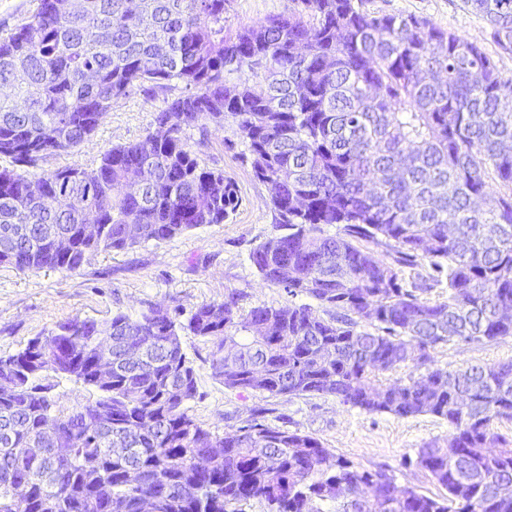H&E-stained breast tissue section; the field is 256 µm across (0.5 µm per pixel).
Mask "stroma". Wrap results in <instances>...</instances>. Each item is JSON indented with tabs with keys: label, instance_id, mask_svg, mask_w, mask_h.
Instances as JSON below:
<instances>
[{
	"label": "stroma",
	"instance_id": "1",
	"mask_svg": "<svg viewBox=\"0 0 512 512\" xmlns=\"http://www.w3.org/2000/svg\"><path fill=\"white\" fill-rule=\"evenodd\" d=\"M290 0H231L226 24L249 27L286 13ZM373 12L385 11L427 18L437 28L476 43L492 56L504 77L512 78V54L500 51L480 14L463 0H366ZM161 96L134 89L116 99L95 133L78 149L42 161V169L87 168L116 145L143 139L151 130ZM199 163L223 171L237 186L238 209L221 224H206L170 241L143 243L123 251L90 255L73 272H22L0 265V356L14 354L57 323L78 316L105 321L123 313L138 318L149 306L167 308L186 321L201 304L220 302L225 292L240 295V311L258 304H305L283 287L264 282L249 262V253L269 238L282 235L265 184L258 181L245 156L240 133L232 121L191 126L185 131ZM310 303V302H309ZM183 350L195 370L197 395L191 415L216 433H232L253 419L320 439L326 447L356 465L387 469L397 485L429 496L445 490L416 463L425 443L447 440V421L430 414L396 417L367 414L332 396H272L225 388L212 374L214 343L185 332ZM436 367L448 370L512 361V336L494 341L453 339L432 352Z\"/></svg>",
	"mask_w": 512,
	"mask_h": 512
}]
</instances>
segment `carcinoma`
I'll use <instances>...</instances> for the list:
<instances>
[{"label":"carcinoma","mask_w":512,"mask_h":512,"mask_svg":"<svg viewBox=\"0 0 512 512\" xmlns=\"http://www.w3.org/2000/svg\"><path fill=\"white\" fill-rule=\"evenodd\" d=\"M40 0L0 35V264L76 271L88 256L166 242L222 224L239 205L221 171L198 162L184 130L231 119L269 191L279 247L250 252L260 278L334 309L260 304L233 291L185 323L153 306L131 319L74 317L0 356V512H512V361L448 371L431 350L454 338L512 336V80L479 45L426 18L371 12L364 0H293L286 14L233 31L230 0ZM512 54V0H464ZM163 94L154 127L91 168L17 171L80 147L135 87ZM179 93H174V90ZM152 175L138 196L129 174ZM495 181L500 191H487ZM51 196L43 200L34 188ZM99 216L94 239L78 236ZM138 232L131 234L130 225ZM341 225L328 235L324 227ZM70 237L69 251L51 240ZM383 245L378 257L358 242ZM294 275H282L283 261ZM426 265L406 288L402 269ZM448 297H425L432 288ZM215 344L224 387L272 396H334L365 413L431 414L446 445L417 463L443 498L398 486L318 438L254 422L220 435L189 414L194 368L180 332ZM111 338L112 383L94 380L92 337ZM425 368L406 382L383 376ZM100 392L62 409L43 373ZM52 420L56 434L44 437ZM39 441L38 459L4 443ZM71 449L59 459L54 449ZM26 483V495L17 492Z\"/></svg>","instance_id":"carcinoma-1"}]
</instances>
